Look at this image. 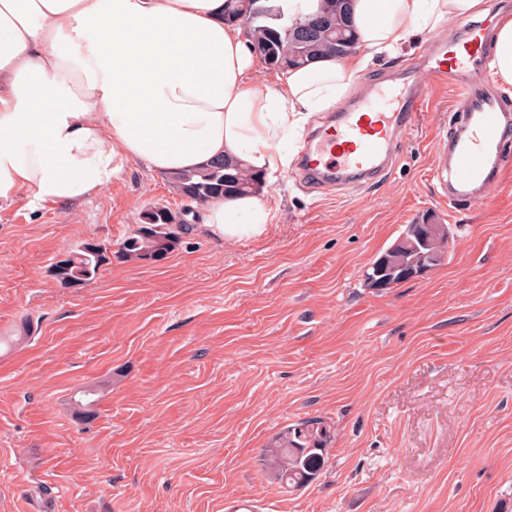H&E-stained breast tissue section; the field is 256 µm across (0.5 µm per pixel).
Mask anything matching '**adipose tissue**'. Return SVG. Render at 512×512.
I'll use <instances>...</instances> for the list:
<instances>
[{
	"instance_id": "1",
	"label": "adipose tissue",
	"mask_w": 512,
	"mask_h": 512,
	"mask_svg": "<svg viewBox=\"0 0 512 512\" xmlns=\"http://www.w3.org/2000/svg\"><path fill=\"white\" fill-rule=\"evenodd\" d=\"M483 0H352L356 60L257 74L224 0H0V203L99 193L134 160L157 172L236 156L272 175L311 114L333 111L373 57L396 54ZM226 241L265 234L262 195L203 203Z\"/></svg>"
}]
</instances>
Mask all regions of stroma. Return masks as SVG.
<instances>
[{"instance_id": "stroma-1", "label": "stroma", "mask_w": 512, "mask_h": 512, "mask_svg": "<svg viewBox=\"0 0 512 512\" xmlns=\"http://www.w3.org/2000/svg\"><path fill=\"white\" fill-rule=\"evenodd\" d=\"M442 23L350 89L416 68ZM432 93L377 185L267 182L258 239L211 237L165 174L128 163L99 193L0 205V512H512V172L451 206L430 169L453 120ZM164 207L186 220L157 262L118 259L62 285L54 263L118 249ZM448 227L439 265L377 292L370 264L421 217ZM101 392L93 417L71 397ZM323 420L314 478L284 490L264 450Z\"/></svg>"}]
</instances>
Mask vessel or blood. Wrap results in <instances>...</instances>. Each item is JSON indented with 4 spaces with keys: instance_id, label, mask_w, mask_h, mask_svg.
<instances>
[{
    "instance_id": "1",
    "label": "vessel or blood",
    "mask_w": 512,
    "mask_h": 512,
    "mask_svg": "<svg viewBox=\"0 0 512 512\" xmlns=\"http://www.w3.org/2000/svg\"><path fill=\"white\" fill-rule=\"evenodd\" d=\"M493 21L467 25L465 42L441 39L419 62L438 85L455 92L457 120L435 150L432 175L448 204L479 203L506 170L512 169V106L486 79ZM426 105L417 83H369L339 112L334 125L304 154L301 174L307 183L328 189L378 183L396 163L399 135Z\"/></svg>"
}]
</instances>
